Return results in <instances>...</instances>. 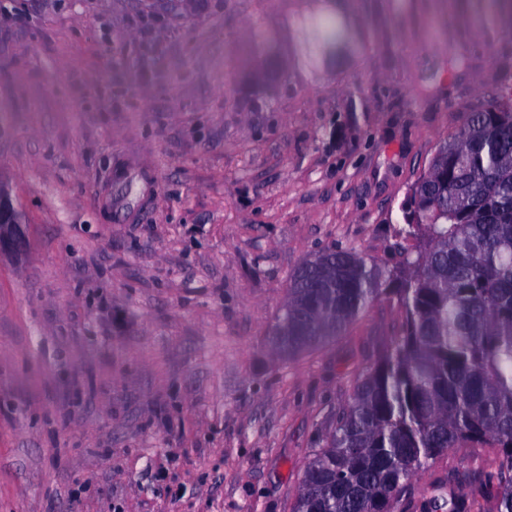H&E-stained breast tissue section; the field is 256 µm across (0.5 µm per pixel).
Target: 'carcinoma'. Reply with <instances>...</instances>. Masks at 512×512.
<instances>
[{"label":"carcinoma","mask_w":512,"mask_h":512,"mask_svg":"<svg viewBox=\"0 0 512 512\" xmlns=\"http://www.w3.org/2000/svg\"><path fill=\"white\" fill-rule=\"evenodd\" d=\"M305 67L358 51L331 11L298 22ZM255 45L276 55L262 24ZM413 243L380 268L330 250L293 275L276 343L299 353L392 293L402 313L305 472L294 512H392L407 482L450 448L491 446L496 512H512V90L463 113L402 206Z\"/></svg>","instance_id":"1"}]
</instances>
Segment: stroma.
Masks as SVG:
<instances>
[{
    "instance_id": "stroma-1",
    "label": "stroma",
    "mask_w": 512,
    "mask_h": 512,
    "mask_svg": "<svg viewBox=\"0 0 512 512\" xmlns=\"http://www.w3.org/2000/svg\"><path fill=\"white\" fill-rule=\"evenodd\" d=\"M352 3L369 41L314 74L287 45L315 0H0L25 225L0 254V512H292L400 323L384 297L288 356L292 276L333 248L395 266L409 186L512 72V25L484 42L472 0ZM498 463L449 449L396 512H494Z\"/></svg>"
}]
</instances>
